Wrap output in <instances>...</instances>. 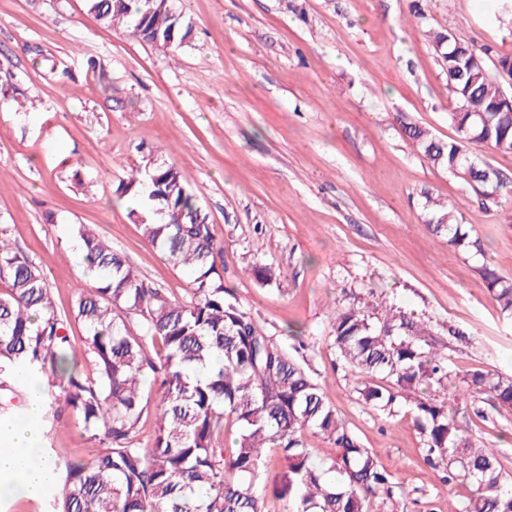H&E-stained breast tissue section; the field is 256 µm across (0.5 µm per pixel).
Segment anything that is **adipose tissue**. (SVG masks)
<instances>
[{
	"label": "adipose tissue",
	"mask_w": 512,
	"mask_h": 512,
	"mask_svg": "<svg viewBox=\"0 0 512 512\" xmlns=\"http://www.w3.org/2000/svg\"><path fill=\"white\" fill-rule=\"evenodd\" d=\"M28 386L25 409L20 418L0 420V496L40 499L50 483L51 466L40 448L35 423L40 411L38 379L22 374Z\"/></svg>",
	"instance_id": "ef3b65f1"
}]
</instances>
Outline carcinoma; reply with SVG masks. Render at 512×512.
<instances>
[{
  "mask_svg": "<svg viewBox=\"0 0 512 512\" xmlns=\"http://www.w3.org/2000/svg\"><path fill=\"white\" fill-rule=\"evenodd\" d=\"M86 2L103 26H122L152 46L176 50L193 38L192 22L172 0ZM429 38L448 77L456 136L441 140L416 122L402 128L429 164L494 201L503 182L472 147L512 154V97L489 69V48L448 30ZM115 193L140 194L155 207L156 219L140 224L142 236L174 268L190 270L186 295L146 281L79 224L78 259L95 285L61 309L43 271L0 224V417L25 394L15 376L24 367L47 380L43 421L55 426L71 415L99 445L92 462L54 468L55 512H266L269 492L288 499L292 512H369L376 494L392 492L393 476L288 346L266 335L224 285V247L178 166L135 168ZM431 205L433 231L448 246L481 252L452 204ZM480 270L500 310L512 315V280L485 264ZM73 321L84 331L79 346L68 332ZM329 333L338 359L360 378L365 403L388 416L398 399L413 398L427 463L444 464L448 482L471 487L451 512H512V477L450 414L460 389H448V360L418 320L393 305L370 311L352 303L333 311ZM462 383L487 395L492 409L512 411V378L475 369ZM150 416L155 433L145 445L140 430ZM230 427L235 439L226 448ZM310 435L337 448L336 457L316 459ZM267 448L285 462L271 490L261 481Z\"/></svg>",
  "mask_w": 512,
  "mask_h": 512,
  "instance_id": "cac0c4a2",
  "label": "carcinoma"
}]
</instances>
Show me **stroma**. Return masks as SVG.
Returning a JSON list of instances; mask_svg holds the SVG:
<instances>
[{
    "mask_svg": "<svg viewBox=\"0 0 512 512\" xmlns=\"http://www.w3.org/2000/svg\"><path fill=\"white\" fill-rule=\"evenodd\" d=\"M194 35L179 50L104 28L85 0H0V224L43 271L61 307L92 283L72 227L94 225L147 281L184 295L188 273L142 237L132 168L168 161L209 212L224 282L263 331L293 345L341 419L395 478L372 512H448L468 486L425 461L410 405L384 416L337 360L328 315L379 301L414 313L432 347L465 375L512 377V317L478 268L512 279V156L479 150L504 187L483 203L412 147L401 117L454 137L448 79L427 33L447 28L512 58L502 0H173ZM421 6L424 19L413 15ZM452 201L484 252L448 247L426 199ZM275 273L262 284L247 270ZM485 418L472 417L473 409ZM457 418L512 475V414L485 396ZM52 461L96 450L76 421L43 432Z\"/></svg>",
    "mask_w": 512,
    "mask_h": 512,
    "instance_id": "35a3bbf8",
    "label": "stroma"
}]
</instances>
